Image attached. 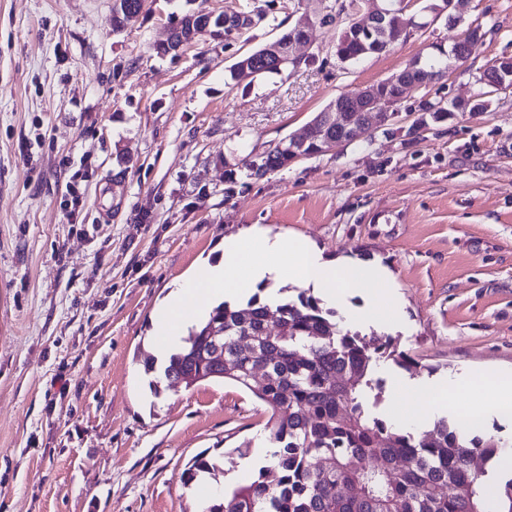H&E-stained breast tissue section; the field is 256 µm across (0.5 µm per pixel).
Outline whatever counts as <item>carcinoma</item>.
<instances>
[{
	"label": "carcinoma",
	"mask_w": 512,
	"mask_h": 512,
	"mask_svg": "<svg viewBox=\"0 0 512 512\" xmlns=\"http://www.w3.org/2000/svg\"><path fill=\"white\" fill-rule=\"evenodd\" d=\"M142 0H114L112 19H136ZM255 11L213 16L191 9L175 18L179 36H200L217 29L229 39L256 26ZM389 44L383 31L351 19L336 42V56L357 62L380 54ZM456 63L433 46L429 56L412 59L404 71L420 82H436ZM255 76L280 70L261 46L242 56L231 73ZM327 111L313 117L300 155L322 153L327 140L345 138ZM294 138L284 139L256 160L249 175L261 178L295 160ZM336 313L301 291L297 299L274 307L259 295L242 305L219 303L191 327L180 351L163 366L164 382L153 393L183 380L189 389L202 382L242 386L270 410L269 464L246 485L224 491L206 512H512V471L499 469L509 453L490 433L472 434L440 418L415 436L373 415L370 397L377 366L391 361L407 370L410 356L389 338L369 348L359 333L342 330ZM185 484L202 478L219 481L222 467L200 453L184 471Z\"/></svg>",
	"instance_id": "1"
}]
</instances>
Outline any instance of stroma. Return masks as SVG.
I'll return each mask as SVG.
<instances>
[{"label": "stroma", "instance_id": "obj_1", "mask_svg": "<svg viewBox=\"0 0 512 512\" xmlns=\"http://www.w3.org/2000/svg\"><path fill=\"white\" fill-rule=\"evenodd\" d=\"M335 3L195 0L266 19L161 57L186 0H144L118 31L113 0H0V512H200L183 472L202 452L223 458L225 483H249L237 449L265 444L266 407L230 382L153 395L135 354L154 352L173 285L256 225L391 271L400 321L356 330L414 366H378L374 413L432 379L512 370V93L423 126L415 111L424 94L479 92L512 56V0H464L462 22L355 63L336 56L340 25L316 24L292 46L298 68L231 77ZM470 25L483 41L468 62L406 93L371 141L247 176L245 156Z\"/></svg>", "mask_w": 512, "mask_h": 512}]
</instances>
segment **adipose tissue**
Masks as SVG:
<instances>
[{
    "label": "adipose tissue",
    "instance_id": "ef3b65f1",
    "mask_svg": "<svg viewBox=\"0 0 512 512\" xmlns=\"http://www.w3.org/2000/svg\"><path fill=\"white\" fill-rule=\"evenodd\" d=\"M221 254L213 264L175 284L168 309L156 316L160 338L156 354L165 359L179 350L186 327L192 318L208 307L213 296L231 301L256 289L268 280L286 279L315 288L348 322L358 323L391 312L396 293L388 269L380 264H365L341 257H325L309 240L297 236H270L253 228L246 233L224 237ZM354 292L364 293L366 305L353 308L347 301ZM492 386L497 397L486 409L449 407V398L462 390ZM452 408L459 422L479 428L486 414L512 420V374L466 373L415 389L409 405H397L392 418L403 425H425L430 416Z\"/></svg>",
    "mask_w": 512,
    "mask_h": 512
}]
</instances>
